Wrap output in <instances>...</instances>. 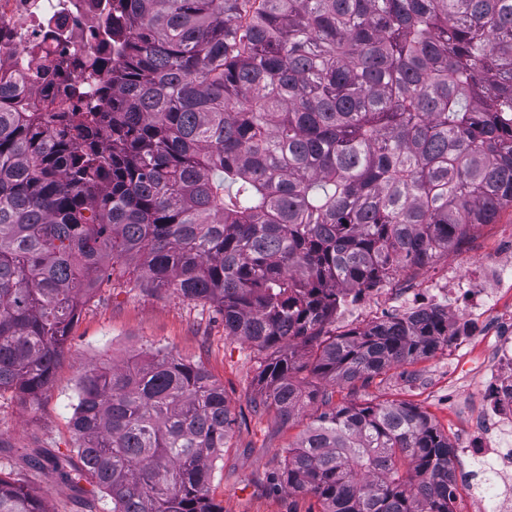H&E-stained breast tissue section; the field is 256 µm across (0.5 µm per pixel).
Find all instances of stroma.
Segmentation results:
<instances>
[{
  "mask_svg": "<svg viewBox=\"0 0 512 512\" xmlns=\"http://www.w3.org/2000/svg\"><path fill=\"white\" fill-rule=\"evenodd\" d=\"M512 208L501 210L494 223L467 229L460 242L436 254L429 264L400 272L388 286L400 292L420 287L441 274L447 264L469 272L493 253L507 227ZM160 350L203 366L224 388L235 420L233 435L213 471L210 494L224 512H318L316 498L272 491L270 477L281 468V451L317 416L305 406L285 424L269 410H254V382L259 355L250 344L225 336L224 318L211 304L183 299L172 291L136 286L132 275H114L99 289L74 323L50 384L36 399L23 401L0 394V473L24 479L47 502L51 512H112V502L88 481L65 484L51 458L72 448L70 419L82 369L102 363L120 364L134 354ZM445 350L393 366L382 379L337 387L340 405L384 402L419 407L447 434L452 446L463 444L481 420L483 406L477 382L458 400L448 397L452 379Z\"/></svg>",
  "mask_w": 512,
  "mask_h": 512,
  "instance_id": "1",
  "label": "stroma"
}]
</instances>
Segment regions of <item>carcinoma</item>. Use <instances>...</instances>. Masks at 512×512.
Here are the masks:
<instances>
[{
  "instance_id": "carcinoma-1",
  "label": "carcinoma",
  "mask_w": 512,
  "mask_h": 512,
  "mask_svg": "<svg viewBox=\"0 0 512 512\" xmlns=\"http://www.w3.org/2000/svg\"><path fill=\"white\" fill-rule=\"evenodd\" d=\"M86 78L33 112L0 83V392L51 382L115 271L224 315L264 357L259 403L319 415L272 487L320 512H451L452 446L406 403L338 406L448 341V314L325 330L344 295L512 207V0H107ZM76 457L112 512H224L235 419L198 364L84 369ZM0 512H49L0 475Z\"/></svg>"
}]
</instances>
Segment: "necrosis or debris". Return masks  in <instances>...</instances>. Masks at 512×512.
I'll list each match as a JSON object with an SVG mask.
<instances>
[{"label": "necrosis or debris", "mask_w": 512, "mask_h": 512, "mask_svg": "<svg viewBox=\"0 0 512 512\" xmlns=\"http://www.w3.org/2000/svg\"><path fill=\"white\" fill-rule=\"evenodd\" d=\"M103 24L100 0H0V81L22 84L29 103L45 108L42 85L32 75L50 59L72 63L95 51ZM512 236L467 274L449 268L426 287L391 296L383 289L349 292L346 303L373 322L392 323L435 308L448 311V346L468 361L471 339L488 340L473 364L485 406L483 425L465 442L476 470L467 477L475 501L491 500V512H512Z\"/></svg>", "instance_id": "1"}]
</instances>
